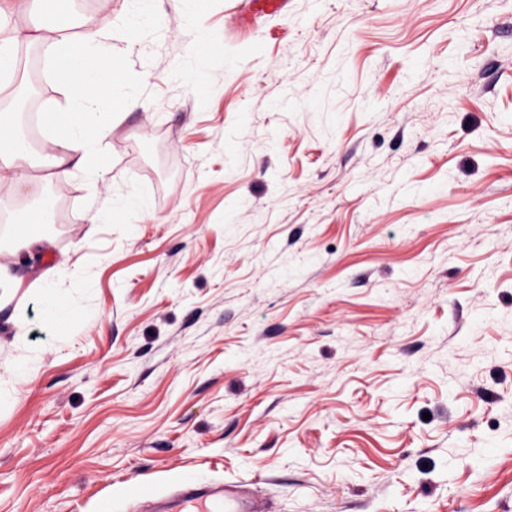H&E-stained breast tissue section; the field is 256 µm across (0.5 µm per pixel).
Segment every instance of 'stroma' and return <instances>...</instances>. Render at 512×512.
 Instances as JSON below:
<instances>
[{
  "instance_id": "obj_1",
  "label": "stroma",
  "mask_w": 512,
  "mask_h": 512,
  "mask_svg": "<svg viewBox=\"0 0 512 512\" xmlns=\"http://www.w3.org/2000/svg\"><path fill=\"white\" fill-rule=\"evenodd\" d=\"M74 0L147 102L0 307V512H512V0ZM216 46L198 53L196 25ZM45 89L25 110L67 111ZM201 74L205 95L189 75ZM139 209L106 219L105 200ZM73 309L66 298L51 292L47 295L45 315L49 320L62 321L70 318ZM245 484L185 483L173 495L148 500L154 512H252Z\"/></svg>"
}]
</instances>
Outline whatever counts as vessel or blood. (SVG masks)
Segmentation results:
<instances>
[{
    "label": "vessel or blood",
    "instance_id": "vessel-or-blood-1",
    "mask_svg": "<svg viewBox=\"0 0 512 512\" xmlns=\"http://www.w3.org/2000/svg\"><path fill=\"white\" fill-rule=\"evenodd\" d=\"M153 512H253L243 484L186 483L174 494L151 498Z\"/></svg>",
    "mask_w": 512,
    "mask_h": 512
}]
</instances>
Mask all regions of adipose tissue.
I'll use <instances>...</instances> for the list:
<instances>
[{"instance_id": "ef3b65f1", "label": "adipose tissue", "mask_w": 512, "mask_h": 512, "mask_svg": "<svg viewBox=\"0 0 512 512\" xmlns=\"http://www.w3.org/2000/svg\"><path fill=\"white\" fill-rule=\"evenodd\" d=\"M100 38L97 31L85 32L75 41L63 36L46 38L29 29H0L1 75L13 74L18 47L48 46L56 52L54 66L63 70L61 84L72 100L68 111L49 119L48 139L37 151L30 150L18 137L14 113H0V139L11 142L10 150L0 153V184L26 190L34 201L32 207L16 214L15 225L27 224L32 215L47 214L44 184L79 172L94 178L105 173L101 160L123 105L103 98L102 92L118 82L122 74L101 60Z\"/></svg>"}]
</instances>
